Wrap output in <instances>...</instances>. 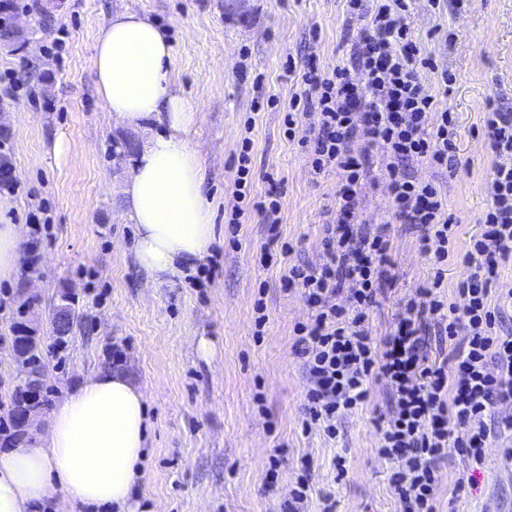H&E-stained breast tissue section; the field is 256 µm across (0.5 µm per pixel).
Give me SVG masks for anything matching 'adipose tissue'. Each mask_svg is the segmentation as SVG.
I'll list each match as a JSON object with an SVG mask.
<instances>
[{
	"instance_id": "ef3b65f1",
	"label": "adipose tissue",
	"mask_w": 512,
	"mask_h": 512,
	"mask_svg": "<svg viewBox=\"0 0 512 512\" xmlns=\"http://www.w3.org/2000/svg\"><path fill=\"white\" fill-rule=\"evenodd\" d=\"M163 29L134 11L113 14L94 46L96 87L113 119L153 121L121 189L136 227L135 258L160 283L195 267L214 240L205 170L189 140L197 112L171 80ZM147 434L144 393L125 372L96 373L51 413L44 444L0 453V512H36L53 495L104 512H131Z\"/></svg>"
}]
</instances>
